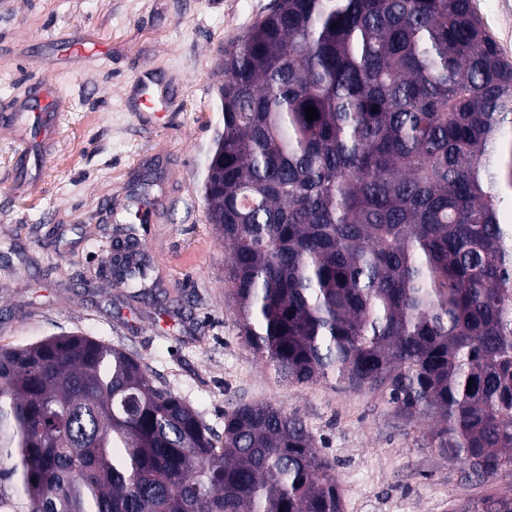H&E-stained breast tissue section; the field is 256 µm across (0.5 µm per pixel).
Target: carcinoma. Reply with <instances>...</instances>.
Instances as JSON below:
<instances>
[{"label":"carcinoma","instance_id":"carcinoma-1","mask_svg":"<svg viewBox=\"0 0 512 512\" xmlns=\"http://www.w3.org/2000/svg\"><path fill=\"white\" fill-rule=\"evenodd\" d=\"M222 63L204 197L247 345L511 475L512 64L470 0H276ZM217 442L122 348L0 347V512H343L297 412L240 403Z\"/></svg>","mask_w":512,"mask_h":512}]
</instances>
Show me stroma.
I'll list each match as a JSON object with an SVG mask.
<instances>
[{
	"instance_id": "stroma-1",
	"label": "stroma",
	"mask_w": 512,
	"mask_h": 512,
	"mask_svg": "<svg viewBox=\"0 0 512 512\" xmlns=\"http://www.w3.org/2000/svg\"><path fill=\"white\" fill-rule=\"evenodd\" d=\"M274 0H0V345L81 333L126 349L216 435L242 402L298 412L335 468L344 512H453L484 479L423 445L384 395L289 386L256 358L224 293L203 179L222 126L221 50ZM512 61V0H472ZM95 48L80 61L73 41ZM64 100L54 149L18 161L7 115L33 77ZM145 277L113 273L117 245Z\"/></svg>"
}]
</instances>
